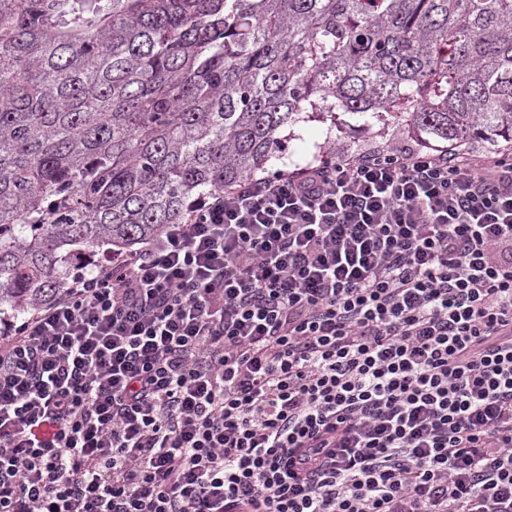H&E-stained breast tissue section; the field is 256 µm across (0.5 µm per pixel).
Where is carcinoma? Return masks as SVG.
<instances>
[{
    "mask_svg": "<svg viewBox=\"0 0 512 512\" xmlns=\"http://www.w3.org/2000/svg\"><path fill=\"white\" fill-rule=\"evenodd\" d=\"M512 144V0H0V311L241 183L306 112Z\"/></svg>",
    "mask_w": 512,
    "mask_h": 512,
    "instance_id": "carcinoma-1",
    "label": "carcinoma"
}]
</instances>
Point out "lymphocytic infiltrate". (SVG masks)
<instances>
[{
	"label": "lymphocytic infiltrate",
	"instance_id": "1",
	"mask_svg": "<svg viewBox=\"0 0 512 512\" xmlns=\"http://www.w3.org/2000/svg\"><path fill=\"white\" fill-rule=\"evenodd\" d=\"M0 337V512H512V159L246 179Z\"/></svg>",
	"mask_w": 512,
	"mask_h": 512
}]
</instances>
